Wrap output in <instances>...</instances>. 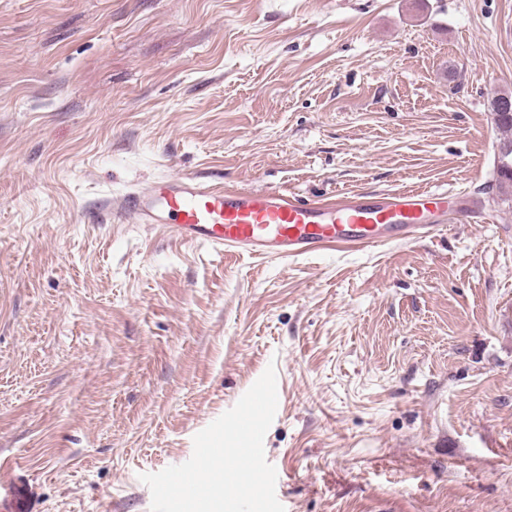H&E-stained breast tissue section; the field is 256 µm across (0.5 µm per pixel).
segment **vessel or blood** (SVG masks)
I'll return each instance as SVG.
<instances>
[{
	"label": "vessel or blood",
	"instance_id": "1",
	"mask_svg": "<svg viewBox=\"0 0 512 512\" xmlns=\"http://www.w3.org/2000/svg\"><path fill=\"white\" fill-rule=\"evenodd\" d=\"M472 211L467 196L409 189L313 201L275 189L227 188L173 175L126 193L112 218L135 217L171 237L216 251L295 259L335 247L366 249L442 231L449 203ZM0 512H36L30 489L10 463L0 464Z\"/></svg>",
	"mask_w": 512,
	"mask_h": 512
}]
</instances>
